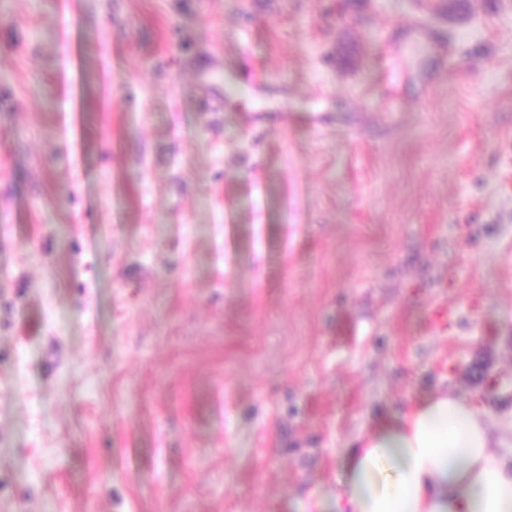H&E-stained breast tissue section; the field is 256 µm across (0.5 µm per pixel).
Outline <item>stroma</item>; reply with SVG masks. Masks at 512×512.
I'll list each match as a JSON object with an SVG mask.
<instances>
[{
	"mask_svg": "<svg viewBox=\"0 0 512 512\" xmlns=\"http://www.w3.org/2000/svg\"><path fill=\"white\" fill-rule=\"evenodd\" d=\"M470 2L0 0V512H307L426 390L512 424V0Z\"/></svg>",
	"mask_w": 512,
	"mask_h": 512,
	"instance_id": "35a3bbf8",
	"label": "stroma"
}]
</instances>
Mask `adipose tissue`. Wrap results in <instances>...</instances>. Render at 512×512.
Listing matches in <instances>:
<instances>
[{"label": "adipose tissue", "instance_id": "obj_1", "mask_svg": "<svg viewBox=\"0 0 512 512\" xmlns=\"http://www.w3.org/2000/svg\"><path fill=\"white\" fill-rule=\"evenodd\" d=\"M332 512H512V442L471 398L423 394L342 453Z\"/></svg>", "mask_w": 512, "mask_h": 512}]
</instances>
